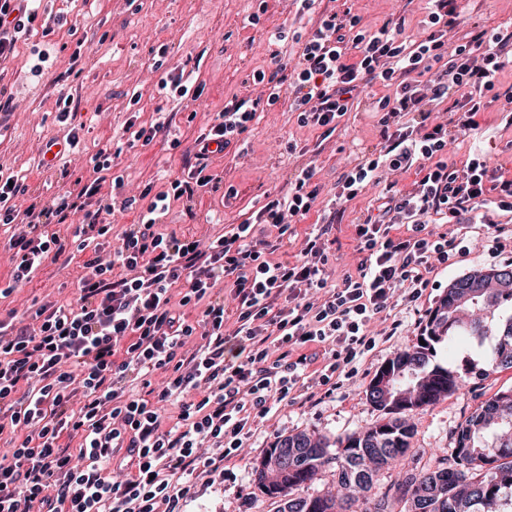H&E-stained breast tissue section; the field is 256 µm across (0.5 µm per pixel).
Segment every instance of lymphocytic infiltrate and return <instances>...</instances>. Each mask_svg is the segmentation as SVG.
I'll return each instance as SVG.
<instances>
[{
	"instance_id": "f902f5d3",
	"label": "lymphocytic infiltrate",
	"mask_w": 512,
	"mask_h": 512,
	"mask_svg": "<svg viewBox=\"0 0 512 512\" xmlns=\"http://www.w3.org/2000/svg\"><path fill=\"white\" fill-rule=\"evenodd\" d=\"M39 2L0 0V63L15 55L20 34L62 25L40 14ZM426 2L420 36L401 22L370 31L350 12L331 11L291 56L285 31L273 32L270 66L255 74L263 95L225 102L196 138L194 164L167 190L140 208L123 201L139 216L118 246L102 192L124 185L111 143L71 188L25 207L24 177L0 171V251L11 265L0 295L84 257L69 301L0 319V512H184L191 489L225 478L274 409L334 393L395 335L400 321L381 333L370 325L398 304L415 305L435 267L469 249L445 225L480 217L495 250L512 236L496 218L512 214V177L480 147L459 161L448 153L490 108L512 126V90H497L512 69V21L489 28L461 14L458 0ZM460 25L465 43L449 45ZM377 84L387 89L377 101L381 148L338 176L333 200L381 191L355 226L360 261L340 283L327 273L332 222L296 230L317 206L313 166L241 223L203 238L162 229L172 202L218 189L224 177L209 172L210 155L236 146L283 89L298 123L327 138L359 92ZM409 172L407 190L398 178ZM297 236L295 261L276 259ZM226 282L230 327L216 292Z\"/></svg>"
}]
</instances>
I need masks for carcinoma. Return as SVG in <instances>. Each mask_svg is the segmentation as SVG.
I'll return each instance as SVG.
<instances>
[{"label": "carcinoma", "mask_w": 512, "mask_h": 512, "mask_svg": "<svg viewBox=\"0 0 512 512\" xmlns=\"http://www.w3.org/2000/svg\"><path fill=\"white\" fill-rule=\"evenodd\" d=\"M491 336L496 345L487 366L512 368V268L477 270L453 281L421 330L424 344L387 363L397 390L411 386L415 398L386 402L368 390L385 418L334 446L303 431L279 438L265 456L295 448V465L268 482L256 461L255 487L274 500L276 512H349L351 501L371 491L383 470L414 458L416 429L408 414L452 396L471 372L470 364L459 372L434 362L438 350L460 342L481 344ZM327 468L336 471L343 496L308 492L314 477ZM366 504L365 512H512V389L496 393L466 419L451 458L439 459L434 467L412 468Z\"/></svg>", "instance_id": "1"}]
</instances>
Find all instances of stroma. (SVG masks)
<instances>
[{
  "label": "stroma",
  "instance_id": "stroma-1",
  "mask_svg": "<svg viewBox=\"0 0 512 512\" xmlns=\"http://www.w3.org/2000/svg\"><path fill=\"white\" fill-rule=\"evenodd\" d=\"M262 2L267 11L260 25L249 26L248 16ZM43 5L67 17L69 24L44 37L20 40L14 59L0 76V97L13 105L12 112H0V166L26 176L32 193L49 196L84 175L98 145L122 129L131 115H138L143 123L167 124L166 139L125 150L121 164L125 186L115 196L119 203L139 195L149 183L155 190L166 189L161 170H180L184 153L212 114L223 109L225 100L260 93L252 75L268 64L269 31L284 26L305 37L316 20L315 14H300L297 0H44ZM316 8L351 10L373 29L402 18L413 34L421 32L420 22L426 16L422 0H318ZM162 44L167 55L157 71L151 67L152 52ZM165 72L192 74L203 88L201 96L183 102L161 97L158 82ZM59 77L65 79L86 127L78 151L44 167L40 161L47 146L65 134L57 120ZM134 96L139 99L135 105L130 102ZM370 103L369 96H362L335 134L322 140L317 131L300 126L287 100H280L263 112L240 148L212 156V170L223 174L233 193H204L189 205L175 202L165 219L168 230L202 234L218 222L240 223L267 195L287 191L311 163L319 167L324 189L333 188L337 175L353 158L373 152L379 143ZM375 194V189H368L348 204L337 224L332 275L357 266L360 256L353 224ZM462 231L470 243L469 253L431 273L433 286L416 306H398L372 325L378 331L399 319L402 329L380 343L361 362L358 374L335 394L315 404L297 401L281 407L252 439L243 460L232 465L231 478L215 481L188 500V512H274L272 499L254 485L251 464L275 441L298 431L334 439L382 419V412L367 397L368 387L394 354L417 344L429 310L449 284L476 270L512 265V246L501 253L489 250L485 226L466 224ZM79 274L75 262L66 268H44L32 283L1 300L0 306L22 310L35 302L62 298ZM510 388L512 369L484 376L476 371L451 397L413 412L418 465L435 466L450 454L459 425L491 396Z\"/></svg>",
  "mask_w": 512,
  "mask_h": 512
}]
</instances>
